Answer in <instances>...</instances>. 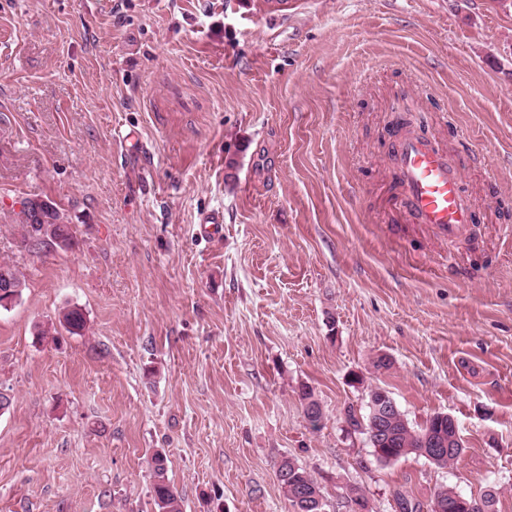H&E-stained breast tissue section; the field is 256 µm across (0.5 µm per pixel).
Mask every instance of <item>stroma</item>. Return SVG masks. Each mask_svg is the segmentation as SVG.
<instances>
[{
	"instance_id": "stroma-1",
	"label": "stroma",
	"mask_w": 512,
	"mask_h": 512,
	"mask_svg": "<svg viewBox=\"0 0 512 512\" xmlns=\"http://www.w3.org/2000/svg\"><path fill=\"white\" fill-rule=\"evenodd\" d=\"M412 128L464 177L458 238L399 205ZM29 199L72 248L26 246ZM4 262L0 512H155L159 451L183 512H294L285 456L326 512H512V0H0ZM374 387L462 454L379 462L346 418ZM30 201H27L23 204V210L22 213L24 215V221L23 224L28 226V220L32 218V221H29V224H35V227L40 228L41 230L39 232H34L33 237L37 238L43 242H45L49 247L53 248L55 246H58L60 248H63V243L59 239L53 238L50 234H46V225L48 224H55L56 230L59 231V236H61L63 239L67 240L70 244V246L73 243V235L71 232L70 224H63L60 222V215L58 210L53 207L51 211H46L49 206L50 202L45 200H39L35 202L34 204V210H33V216L31 215L30 211L27 209L28 203ZM46 211V212H44ZM44 212V216H43ZM46 218L48 219L45 223ZM37 219V221H36ZM41 222V223H40ZM41 225V226H40ZM59 325L70 335H82L86 329V318L83 311L74 306L62 311ZM279 486L291 505L301 511L296 512H325V494L312 475L290 457H283L277 467ZM303 495L312 496L301 498ZM305 501L308 505H303ZM306 510V511H302ZM460 496L455 491L451 489H443L439 491L433 501V504L436 501H443L446 504H448V509H451L455 505V497ZM462 497V496H460ZM468 502H471L474 504V510L470 512H492V507L495 503V493L493 491H488L486 494H484L480 499L475 498H467L462 497ZM462 499H458V504L462 505L464 508H469V504Z\"/></svg>"
}]
</instances>
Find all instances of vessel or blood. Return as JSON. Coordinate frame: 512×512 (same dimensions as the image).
Returning <instances> with one entry per match:
<instances>
[{
  "label": "vessel or blood",
  "instance_id": "b4317fda",
  "mask_svg": "<svg viewBox=\"0 0 512 512\" xmlns=\"http://www.w3.org/2000/svg\"><path fill=\"white\" fill-rule=\"evenodd\" d=\"M396 176L402 188L400 203L419 223L434 225L447 237L473 223L475 214L463 196L459 171L427 138L401 139Z\"/></svg>",
  "mask_w": 512,
  "mask_h": 512
}]
</instances>
